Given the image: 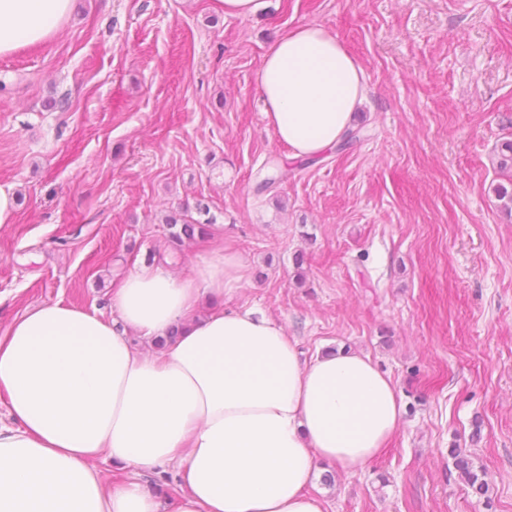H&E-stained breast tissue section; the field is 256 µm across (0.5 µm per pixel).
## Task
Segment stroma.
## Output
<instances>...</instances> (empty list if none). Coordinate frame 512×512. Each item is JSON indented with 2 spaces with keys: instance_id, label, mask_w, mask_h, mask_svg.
I'll return each mask as SVG.
<instances>
[{
  "instance_id": "1",
  "label": "stroma",
  "mask_w": 512,
  "mask_h": 512,
  "mask_svg": "<svg viewBox=\"0 0 512 512\" xmlns=\"http://www.w3.org/2000/svg\"><path fill=\"white\" fill-rule=\"evenodd\" d=\"M73 0L51 41L0 56V336L61 301L114 317L136 266L188 278L216 249L223 300L280 321L304 359L369 355L399 430L349 474L315 462L326 512H512V0ZM362 66L359 137L302 163L267 125L258 72L289 31ZM57 108H49V99ZM292 166L263 190L264 167ZM206 204V241L164 218ZM468 449L486 496L448 450ZM224 15L249 17L263 6V0H216Z\"/></svg>"
}]
</instances>
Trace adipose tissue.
I'll list each match as a JSON object with an SVG mask.
<instances>
[{"mask_svg": "<svg viewBox=\"0 0 512 512\" xmlns=\"http://www.w3.org/2000/svg\"><path fill=\"white\" fill-rule=\"evenodd\" d=\"M70 9L0 0V55L51 40ZM259 82L298 156L334 146L365 92L361 66L316 25L283 36ZM245 270L234 253L187 279L144 266L113 292L117 319L57 301L14 320L0 336V512H325L308 490L314 460L361 471L398 431L401 398L368 356L305 361L277 320L220 307ZM135 335L164 346L144 352ZM101 457L132 480L109 486ZM170 466L171 496L142 482Z\"/></svg>", "mask_w": 512, "mask_h": 512, "instance_id": "1", "label": "adipose tissue"}]
</instances>
